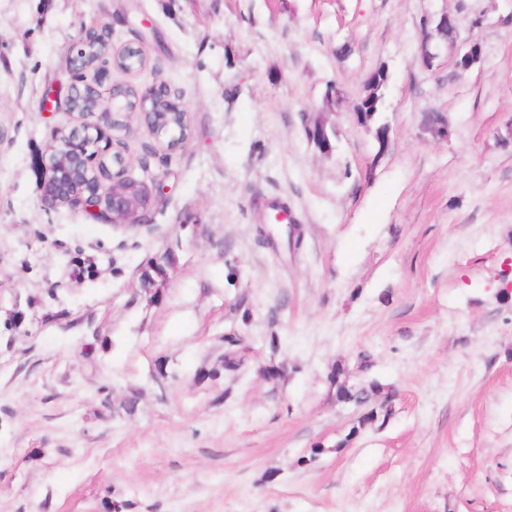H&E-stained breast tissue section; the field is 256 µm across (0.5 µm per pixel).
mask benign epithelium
Returning a JSON list of instances; mask_svg holds the SVG:
<instances>
[{
	"mask_svg": "<svg viewBox=\"0 0 512 512\" xmlns=\"http://www.w3.org/2000/svg\"><path fill=\"white\" fill-rule=\"evenodd\" d=\"M424 25L418 62L427 69L441 50L448 47L446 43H433L434 34L457 30L458 17L446 11L425 18ZM128 51L145 55L141 45L127 44L120 49L113 48L110 25L105 22L81 28L69 58L76 79L64 100L66 111L83 115L82 105L105 86L107 65H115V61ZM477 55H482V52L476 39L457 47L455 56L471 61L470 65L461 68L462 73H467L476 64L474 57ZM88 71L95 76L92 83L84 79ZM116 88L117 85L112 84L107 91ZM134 93L133 107L125 109L114 101L108 107L95 109L99 114L98 123L82 122L68 131L56 132L49 156L36 163L40 199L46 209L54 210L62 206L80 209L105 218L115 226L127 228H138L149 223L154 206L163 197L161 182L154 179L149 182L135 180L126 176L128 161L119 152L109 153L107 129L117 126L121 115L126 118L137 115L158 138L172 132L178 133V137L167 142V150L173 151L188 137V109L180 96L165 92L163 86L136 88ZM424 131L434 138L447 137L448 122L444 114L439 112L436 119L428 120ZM334 135L335 127L327 126V122L322 120L311 138L323 150L329 151Z\"/></svg>",
	"mask_w": 512,
	"mask_h": 512,
	"instance_id": "1",
	"label": "benign epithelium"
}]
</instances>
